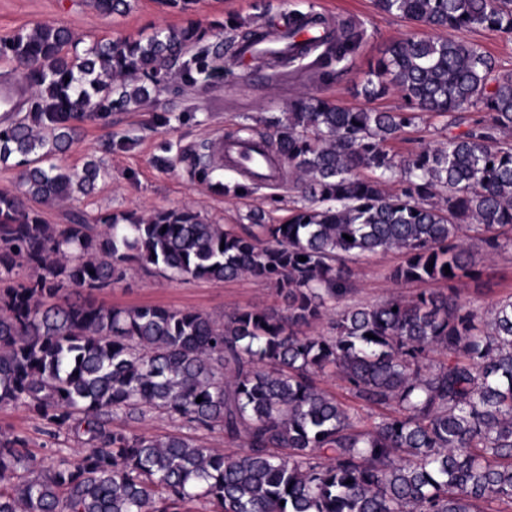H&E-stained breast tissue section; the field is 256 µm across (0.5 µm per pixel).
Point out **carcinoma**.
Here are the masks:
<instances>
[{
    "label": "carcinoma",
    "instance_id": "cac0c4a2",
    "mask_svg": "<svg viewBox=\"0 0 512 512\" xmlns=\"http://www.w3.org/2000/svg\"><path fill=\"white\" fill-rule=\"evenodd\" d=\"M90 5L103 16L130 10L129 0ZM374 5L437 32L512 34V0ZM319 24L329 21L288 19L277 34L285 48L261 59L305 57L312 46L296 37ZM229 30L189 59L206 38L194 22L82 51L60 25L0 39V59L24 65L17 82L29 92L24 115L0 125V165L19 156L25 166L22 195L0 191V407L22 405L43 432L80 445L44 465L25 436L0 432V512H512V296L482 317L454 288L482 275L467 240L512 249V73L478 45L443 35L390 43L361 94L394 89L410 112L295 98L286 122L260 134L302 198L279 224L261 210L247 225L210 224L189 208L45 222L38 205L87 193L104 175L94 160L80 171L44 166L78 123L139 106L174 74L192 81L208 54L253 53L272 35ZM364 38L356 21L338 24L322 66ZM464 106L483 113L446 146L400 161L386 149L424 115L459 127ZM392 249L402 261L390 279L448 291L336 307L355 292L348 262ZM134 266L185 281L249 275L272 283L285 307L216 319L97 301ZM22 269L30 276L19 280ZM327 374L379 420L362 427L355 408L318 386ZM156 414L180 431L124 427ZM214 432L239 451L205 446Z\"/></svg>",
    "mask_w": 512,
    "mask_h": 512
}]
</instances>
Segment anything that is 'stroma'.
Returning a JSON list of instances; mask_svg holds the SVG:
<instances>
[{"label": "stroma", "instance_id": "35a3bbf8", "mask_svg": "<svg viewBox=\"0 0 512 512\" xmlns=\"http://www.w3.org/2000/svg\"><path fill=\"white\" fill-rule=\"evenodd\" d=\"M319 13L335 20L353 18L366 30V40L346 72L321 77L312 59L282 67L275 80L265 81L261 62L239 64L229 56L207 59L206 69L194 76L184 91L161 87L142 105L112 113L107 121L81 123L71 147L52 157L56 166L81 170L90 160L99 161L105 176L88 194L43 207L47 223L66 224L72 215L88 221L111 214L117 217L171 208H190L214 224H241L255 208L274 219L287 216L297 194L288 182L257 186L230 166L216 167L207 179L193 174L186 156L247 125L273 133L284 121L289 103L308 92L345 107L381 111L404 110L398 91L369 100L357 86L370 63L392 41L429 35L426 26L376 10L373 0H195L180 11L166 0H131L127 14L103 17L86 0H0V36L36 23L64 25L90 46L121 35L149 34L157 29L181 27L197 21L215 43L228 33L230 21L243 26H265L293 12ZM460 40L473 42L490 56L499 71H512V36L488 29L459 32ZM448 131L440 119L424 118L405 128L387 148L396 158L418 151L425 144L447 142ZM473 260L482 272L480 281H463L459 295L479 314H486L499 300L512 295V250L489 255L471 246ZM401 260L396 252L358 257L349 263L356 291L347 304L374 305L393 297H411L432 291V284H398L388 273ZM107 306L162 305L193 309L222 318L244 307L283 309L273 284L251 277L227 282L184 281L143 270L132 272L114 287L99 292ZM0 431L25 435L28 450L37 460L50 462L58 448L75 453V442L46 436L39 421L24 407H0Z\"/></svg>", "mask_w": 512, "mask_h": 512}]
</instances>
